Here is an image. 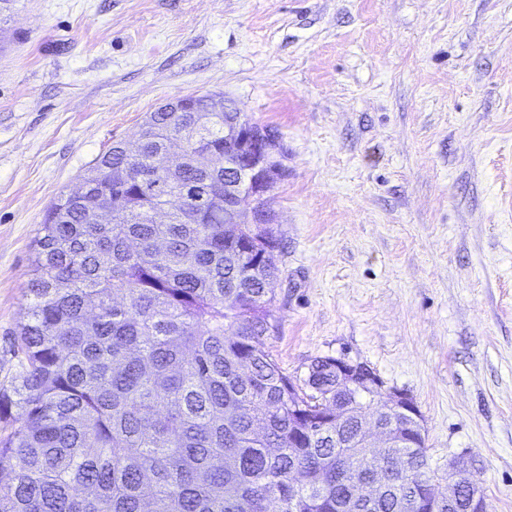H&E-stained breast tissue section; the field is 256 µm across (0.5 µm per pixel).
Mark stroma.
<instances>
[{"label":"stroma","instance_id":"obj_1","mask_svg":"<svg viewBox=\"0 0 512 512\" xmlns=\"http://www.w3.org/2000/svg\"><path fill=\"white\" fill-rule=\"evenodd\" d=\"M279 134L265 348L372 368L512 512V0H15L0 29V385L46 209L148 112Z\"/></svg>","mask_w":512,"mask_h":512}]
</instances>
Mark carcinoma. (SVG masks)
<instances>
[{"mask_svg": "<svg viewBox=\"0 0 512 512\" xmlns=\"http://www.w3.org/2000/svg\"><path fill=\"white\" fill-rule=\"evenodd\" d=\"M224 94L149 113L47 208L16 374L0 387V512H407L430 494L426 448L378 457L327 359L304 397L265 350L278 330L271 224L235 223L224 191ZM185 136L181 162L154 157ZM381 394L361 403L381 420ZM385 472L378 498L350 497ZM305 482L297 486L293 472Z\"/></svg>", "mask_w": 512, "mask_h": 512, "instance_id": "obj_1", "label": "carcinoma"}]
</instances>
